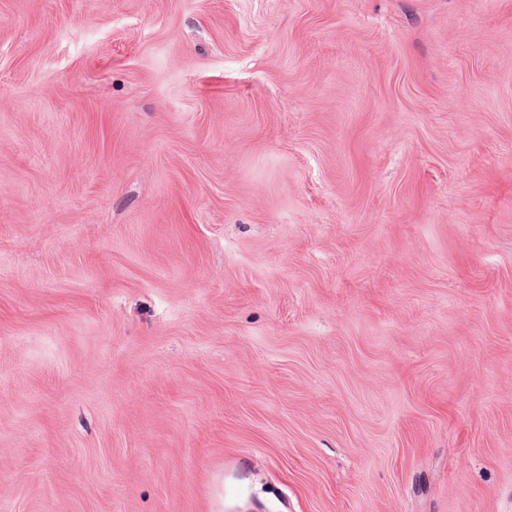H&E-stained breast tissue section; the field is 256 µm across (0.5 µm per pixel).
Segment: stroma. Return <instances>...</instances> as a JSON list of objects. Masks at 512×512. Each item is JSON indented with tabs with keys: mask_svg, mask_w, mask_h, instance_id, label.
<instances>
[{
	"mask_svg": "<svg viewBox=\"0 0 512 512\" xmlns=\"http://www.w3.org/2000/svg\"><path fill=\"white\" fill-rule=\"evenodd\" d=\"M0 512H512V0H0Z\"/></svg>",
	"mask_w": 512,
	"mask_h": 512,
	"instance_id": "obj_1",
	"label": "stroma"
}]
</instances>
